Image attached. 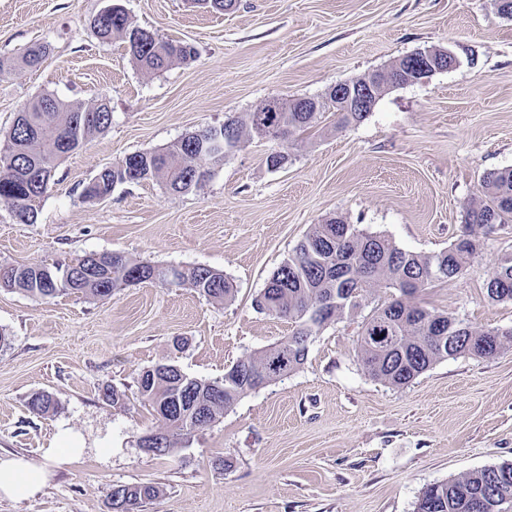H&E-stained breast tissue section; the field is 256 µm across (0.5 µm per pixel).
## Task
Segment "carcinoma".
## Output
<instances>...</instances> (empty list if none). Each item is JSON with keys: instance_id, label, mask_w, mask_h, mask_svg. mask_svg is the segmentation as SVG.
Masks as SVG:
<instances>
[{"instance_id": "1", "label": "carcinoma", "mask_w": 512, "mask_h": 512, "mask_svg": "<svg viewBox=\"0 0 512 512\" xmlns=\"http://www.w3.org/2000/svg\"><path fill=\"white\" fill-rule=\"evenodd\" d=\"M98 36L109 41L118 35L131 41L136 29L127 13L116 9L93 22ZM141 43L130 49L133 61L147 73H156L194 54L187 44L165 41L141 30ZM50 46L35 43L26 47L21 61L35 67L49 55ZM277 111L251 112L246 120L229 118L235 126L233 153L246 139L269 138L288 142L295 135L319 125L330 112L325 104L316 112H297L292 99H272ZM112 124L110 101L101 98L90 105H73L45 94L25 104L0 145V202L7 204L23 224L37 220L36 203L51 187L53 175L37 180L33 174L45 167L55 169L57 159L80 148L90 137ZM212 129L191 132L171 145L151 152H136L134 169L122 161L104 168L86 186V196L111 194L118 184L162 180L173 193H185L200 185L194 173L218 161L212 154ZM512 223V169L494 170L482 180V196L469 206L465 232L448 249L422 255L397 247L385 236L364 233L344 220L331 217L312 225L289 257L269 278L255 300L268 314L288 318L296 329L285 340L258 355L238 361L224 372L222 380L192 379L193 389L181 380L174 365H158L138 378L141 402L150 406L163 426L141 437L157 455L166 456L179 443H187L200 429L213 423L245 393L266 386L277 378L279 363L288 371L307 359L310 338L324 324L344 311L360 307L368 288L384 286L398 292L387 304L374 309L365 319L358 343L359 355L372 377L401 387L409 384L435 362L469 353L492 357L504 342L512 341V329L477 330L457 318L430 310L415 302V296L437 281L463 274L477 252L475 229ZM158 266L134 261L122 254L87 255L65 266L41 263L0 264V288L20 290L36 299L64 294L105 298L129 285L130 276L139 281H157L168 287L188 286L199 295L222 301L234 291L224 272L206 266L181 269L175 280L157 279ZM487 296L495 302L512 301V260L490 273ZM35 414L56 410L53 398L37 393L28 400ZM512 469V463L474 471L462 479L434 484L424 490L415 512H502L512 501V484L497 487L496 470ZM153 486L112 487V512H140L144 501L156 497Z\"/></svg>"}]
</instances>
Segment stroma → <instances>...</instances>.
<instances>
[{
  "instance_id": "obj_1",
  "label": "stroma",
  "mask_w": 512,
  "mask_h": 512,
  "mask_svg": "<svg viewBox=\"0 0 512 512\" xmlns=\"http://www.w3.org/2000/svg\"><path fill=\"white\" fill-rule=\"evenodd\" d=\"M134 25L189 44L194 56L142 71L120 37L91 21L108 0H0V58L49 43L33 68L0 74V138L18 110L49 93L73 104L109 99L112 124L61 158L19 223L0 203V263H67L121 253L155 265H205L232 282L213 303L191 288L143 282L103 299L33 298L0 288V455L47 469L32 499L0 497V512H110L116 485H152L141 512H414L430 485L512 463V345L492 358L443 359L408 385L372 378L358 334L374 307L330 321L306 362L242 396L169 456L138 439L158 417L138 395L140 373L177 365L201 380L291 335L295 324L254 301L309 227L329 216L421 254L461 233L487 172L512 168V17L494 0H236L203 11L189 0H117ZM445 48L452 69L387 88L359 123L325 121L299 135L269 168L277 142L246 141L197 189L158 181L116 186L102 201L83 190L128 154L242 117L274 97L321 96L416 50ZM512 257V224L496 225L462 275L433 283L421 305L476 329L512 328V301L486 296L492 269ZM182 347H175V338ZM125 391L124 407L102 397ZM43 392L53 414L27 402ZM83 453L57 462L62 433ZM223 467H215V460Z\"/></svg>"
}]
</instances>
